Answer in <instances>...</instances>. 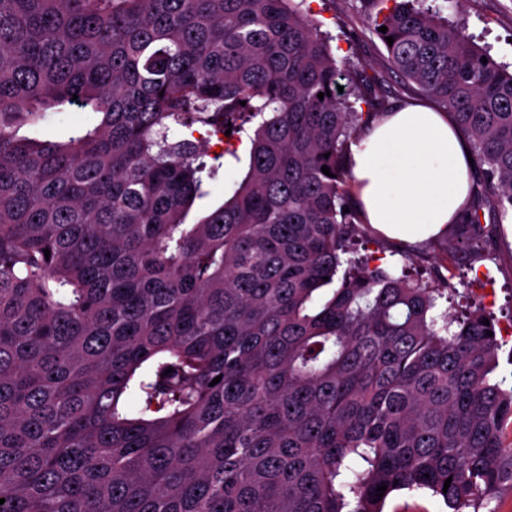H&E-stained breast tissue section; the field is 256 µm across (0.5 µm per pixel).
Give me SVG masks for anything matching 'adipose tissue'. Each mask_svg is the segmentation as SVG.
I'll return each mask as SVG.
<instances>
[{"mask_svg":"<svg viewBox=\"0 0 512 512\" xmlns=\"http://www.w3.org/2000/svg\"><path fill=\"white\" fill-rule=\"evenodd\" d=\"M469 143L449 114L408 104L371 124L352 149L360 217L386 238L419 243L464 216Z\"/></svg>","mask_w":512,"mask_h":512,"instance_id":"ef3b65f1","label":"adipose tissue"}]
</instances>
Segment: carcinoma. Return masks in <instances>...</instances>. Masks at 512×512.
I'll list each match as a JSON object with an SVG mask.
<instances>
[{
  "instance_id": "obj_1",
  "label": "carcinoma",
  "mask_w": 512,
  "mask_h": 512,
  "mask_svg": "<svg viewBox=\"0 0 512 512\" xmlns=\"http://www.w3.org/2000/svg\"><path fill=\"white\" fill-rule=\"evenodd\" d=\"M306 2L0 0V512H494L512 488L494 324L344 258L382 95L356 68L339 94ZM420 2L371 29L486 165L455 225L477 251L485 204L512 218V70ZM64 104L101 120L17 136ZM196 125L222 152L171 135ZM245 138L232 196L186 223ZM387 512H442L443 503L422 491H403L392 497L386 504Z\"/></svg>"
}]
</instances>
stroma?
Returning <instances> with one entry per match:
<instances>
[{"label":"stroma","mask_w":512,"mask_h":512,"mask_svg":"<svg viewBox=\"0 0 512 512\" xmlns=\"http://www.w3.org/2000/svg\"><path fill=\"white\" fill-rule=\"evenodd\" d=\"M308 4L322 30L331 35L337 62L363 69L382 88L388 105L426 103V96L416 85L405 82L386 64V49L368 27L378 5H367L363 0H308ZM440 11L497 62L512 67V0H442ZM95 123L94 113L61 106L50 109L45 119L25 124L19 134L38 141H64ZM481 222L490 239L478 253L461 249L456 239L447 235L416 245L408 260L401 257L399 243L384 239H368L365 254L373 268L397 274L406 270L426 281H448L449 310L476 305L490 313L500 343L496 374L511 385L512 222L501 220L497 207L491 204L484 206Z\"/></svg>","instance_id":"obj_1"}]
</instances>
